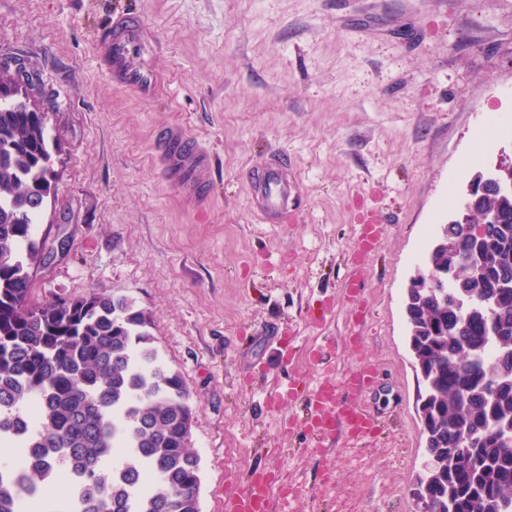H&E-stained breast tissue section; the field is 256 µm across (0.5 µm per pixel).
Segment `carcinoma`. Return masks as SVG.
I'll return each instance as SVG.
<instances>
[{
	"mask_svg": "<svg viewBox=\"0 0 512 512\" xmlns=\"http://www.w3.org/2000/svg\"><path fill=\"white\" fill-rule=\"evenodd\" d=\"M50 156L43 121L0 101V439L17 445L0 512L54 490L59 466L77 490H55L54 512H200L189 392L150 312L105 292L39 303L23 288L46 248L34 226L55 191ZM448 238L425 257L448 287L406 291L424 455L439 462L416 484L433 512H512V193L486 190Z\"/></svg>",
	"mask_w": 512,
	"mask_h": 512,
	"instance_id": "cac0c4a2",
	"label": "carcinoma"
}]
</instances>
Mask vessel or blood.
<instances>
[{"label": "vessel or blood", "instance_id": "b4317fda", "mask_svg": "<svg viewBox=\"0 0 512 512\" xmlns=\"http://www.w3.org/2000/svg\"><path fill=\"white\" fill-rule=\"evenodd\" d=\"M151 45L152 39L139 18L114 15L97 51L98 65L117 87L145 99L152 97L157 77L143 61ZM160 152L172 184L194 189L197 196L206 197L208 185L199 176L211 167L212 159L186 130L171 129L160 145ZM252 185L256 210L265 222L278 224L290 216L296 190L288 178V160L283 154L273 153ZM382 235L383 227L377 217H361L358 248L350 259L349 275L343 284L345 302L358 313L364 309L363 289L370 276L368 259L377 250ZM376 378V369L365 364L339 380L326 379L310 389L291 386L285 394L301 395L307 409L304 426L318 432L324 440L343 434L355 441H367L377 436L380 422L361 405L360 398ZM272 484L270 473L252 472L242 487L226 494L224 512H271Z\"/></svg>", "mask_w": 512, "mask_h": 512}]
</instances>
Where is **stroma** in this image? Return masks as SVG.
<instances>
[{
  "mask_svg": "<svg viewBox=\"0 0 512 512\" xmlns=\"http://www.w3.org/2000/svg\"><path fill=\"white\" fill-rule=\"evenodd\" d=\"M116 11L155 40L151 98L96 66ZM0 53L36 75L27 100L58 147L37 235L59 251L33 297L107 291L151 312L190 392L201 512H224L256 468L304 490L274 512H414L424 442L404 295L471 176L512 145V0H0ZM174 126L212 157L205 207L161 173L155 145ZM275 150L300 183L285 224L252 204ZM364 207L384 233L358 323L342 285ZM322 347L331 359L310 360ZM364 362L381 382L361 403L385 425L370 446H326L296 425L301 400L275 398Z\"/></svg>",
  "mask_w": 512,
  "mask_h": 512,
  "instance_id": "35a3bbf8",
  "label": "stroma"
}]
</instances>
